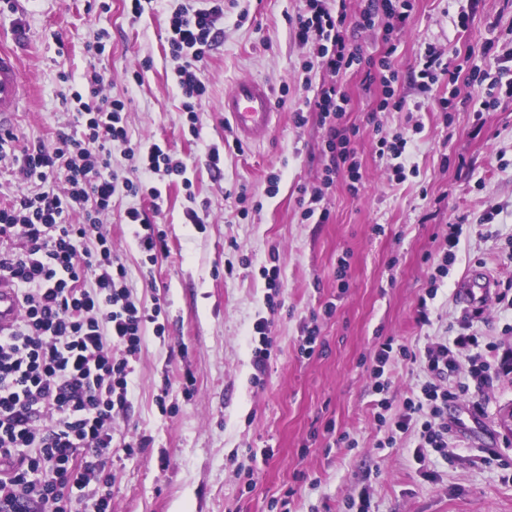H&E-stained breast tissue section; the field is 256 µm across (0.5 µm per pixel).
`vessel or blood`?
Masks as SVG:
<instances>
[{"label":"vessel or blood","instance_id":"vessel-or-blood-1","mask_svg":"<svg viewBox=\"0 0 512 512\" xmlns=\"http://www.w3.org/2000/svg\"><path fill=\"white\" fill-rule=\"evenodd\" d=\"M30 96L17 56L0 48V132L10 129L13 119ZM224 112L232 119L238 138L243 142H259L272 129L274 102L267 86L256 80H243L233 85L224 97ZM494 286L493 278L475 269L458 285L466 306L485 304ZM21 307L11 285L0 280V331L13 327Z\"/></svg>","mask_w":512,"mask_h":512}]
</instances>
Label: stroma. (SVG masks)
<instances>
[{
	"mask_svg": "<svg viewBox=\"0 0 512 512\" xmlns=\"http://www.w3.org/2000/svg\"><path fill=\"white\" fill-rule=\"evenodd\" d=\"M178 2L154 0L134 18L124 0H0V48L17 53L31 88L12 127L20 145L49 144L67 128L64 95L104 69L107 94L128 101L132 139L167 145L192 181L160 185L156 220L168 255L148 261L124 222L128 208L149 209V200L116 195L103 226L134 296L161 303L166 326L164 335L146 333L128 409L113 426L115 443L136 450L105 459L112 512H346V500L363 494L369 512H512V435L501 426L512 408V98L481 115L459 98L445 109L447 79L425 89L418 75L429 46L452 64L469 56L496 73L481 51L492 40L497 53L512 52V0H412L405 28L393 34V66L396 92L414 111L376 112L381 85H366L361 69L341 77L351 99L342 122L358 129L350 147L363 180L355 194L344 172L325 174L318 114L295 119L332 80L305 67L313 47L299 41L294 20L306 0H224L223 32L199 73L206 93L195 136L168 54L167 17ZM98 37L100 55L87 50ZM136 71L138 83L129 79ZM243 78L268 85L275 116L263 141L238 148L224 95ZM379 133L407 138L405 180L376 153ZM313 188L330 212L322 224L302 218L300 200ZM494 206L498 215L482 223ZM191 209L200 223L188 219ZM452 224L460 227L456 257L430 300ZM275 263L274 293L262 270ZM478 266L495 286L470 325L496 343L488 355L495 369L485 396H462L451 410L461 422L452 460L431 451L416 460L410 432L381 447L388 430L373 406L376 347L390 339L414 350L457 336L456 286ZM422 300L425 324L417 321ZM261 318L272 353L260 371L250 333ZM311 322L322 344L305 357L302 330ZM187 376L185 393L177 382ZM384 377L396 412L426 380L401 360ZM161 395L170 413L160 412Z\"/></svg>",
	"mask_w": 512,
	"mask_h": 512,
	"instance_id": "1",
	"label": "stroma"
}]
</instances>
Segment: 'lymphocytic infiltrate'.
I'll use <instances>...</instances> for the list:
<instances>
[{"label": "lymphocytic infiltrate", "mask_w": 512, "mask_h": 512, "mask_svg": "<svg viewBox=\"0 0 512 512\" xmlns=\"http://www.w3.org/2000/svg\"><path fill=\"white\" fill-rule=\"evenodd\" d=\"M307 3L296 28L302 42L316 45L321 64L336 75L367 68V80L383 86L378 111L409 109L408 100L394 90L396 44H388L380 58L367 59L355 38L381 15L388 20L385 34L403 29L411 0H368L353 19L345 9L329 8L327 0ZM223 19L224 0H205L201 7L182 4L169 14V53L192 134L205 93L197 72ZM419 76L431 84L442 76L452 85L465 79L468 100L484 110L497 103L498 97L484 88V69L443 63L434 47H427ZM110 81L102 72L87 75V92H73L68 100L73 128L57 132L50 145L20 150L13 131L0 132V163L16 165L33 186L0 202V279L15 288L22 308L16 326L0 334V512H72L69 491L74 487L86 491L94 512H112L102 480L103 458L117 448L112 424L128 407L131 360L146 327L159 336L165 333L158 321L161 304L149 308L134 300L127 268L102 231L103 218L121 189L149 196L154 212H161L162 192L146 184L145 176L177 178L186 186L191 180L186 163L168 148L131 141L125 101L103 93ZM349 104L336 82L305 102L327 131V173L346 171L355 188L363 176L350 148L351 133L341 124ZM116 147L132 161L127 171L112 165ZM125 221L135 226L148 261L169 254L166 233L148 215L131 208ZM479 346L477 336L462 332L451 340L432 338L417 352L394 348L389 340L375 350L378 408L390 406L383 397V375L395 359L416 363L427 376L404 400L395 422L396 431L415 433L418 449L448 457L453 433L448 403L459 397L448 387V373L465 357L472 378L487 382L492 365Z\"/></svg>", "instance_id": "f902f5d3"}]
</instances>
